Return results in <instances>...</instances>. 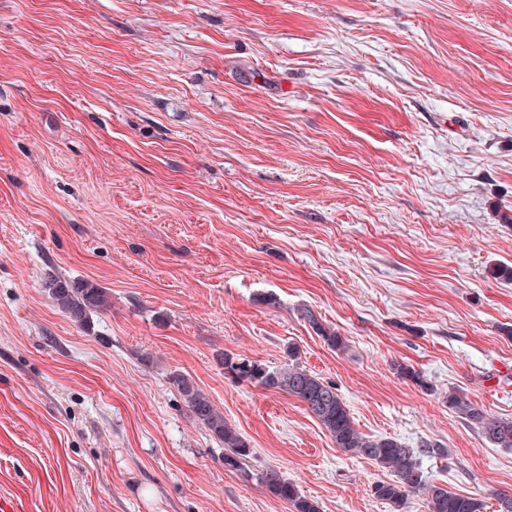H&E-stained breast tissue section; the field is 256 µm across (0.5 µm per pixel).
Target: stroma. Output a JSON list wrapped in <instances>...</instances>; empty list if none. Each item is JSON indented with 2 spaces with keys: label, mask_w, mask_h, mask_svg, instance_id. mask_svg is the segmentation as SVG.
I'll return each mask as SVG.
<instances>
[{
  "label": "stroma",
  "mask_w": 512,
  "mask_h": 512,
  "mask_svg": "<svg viewBox=\"0 0 512 512\" xmlns=\"http://www.w3.org/2000/svg\"><path fill=\"white\" fill-rule=\"evenodd\" d=\"M509 209L512 0H0V512H293L271 467L320 512H391L390 472L224 375L292 345L361 432L441 443L427 481L495 507L512 448L448 393L512 417ZM50 271L110 311L76 327ZM303 318L308 322L312 330L333 350L342 351L347 347L346 340L334 328L325 326L317 316L309 309L303 310ZM167 378L192 416L224 445L225 467H239L240 461L251 452L245 439L224 420V414L189 375L173 371L168 373ZM448 407L487 443L496 448H512V418L495 415L453 392L448 393ZM260 480L271 494L289 503L295 512H320L317 503L305 497L298 486L283 478L277 469H267Z\"/></svg>",
  "instance_id": "35a3bbf8"
}]
</instances>
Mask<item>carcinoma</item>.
I'll list each match as a JSON object with an SVG mask.
<instances>
[{"instance_id": "obj_1", "label": "carcinoma", "mask_w": 512, "mask_h": 512, "mask_svg": "<svg viewBox=\"0 0 512 512\" xmlns=\"http://www.w3.org/2000/svg\"><path fill=\"white\" fill-rule=\"evenodd\" d=\"M45 287L58 311L80 328L86 327L93 315L112 307L108 289L90 280H65L53 273L47 276ZM303 318L328 347L338 351L346 349L344 337L321 323L311 310H303ZM396 370L418 387L429 389L421 372L405 364L397 365ZM224 373L297 398L320 422L337 448L388 470L393 479L375 484L374 495L392 509H400L409 495L421 492L427 497L428 512H484V500L430 484L424 478L421 457L445 455L440 444L425 440L417 448H407L392 437H372L360 432L336 386L304 368L298 362L295 348H288V363L272 370L226 351ZM168 380L192 416L224 445V466H239L251 452L245 439L224 420V414L190 376L173 371L168 373ZM448 408L487 443L496 448H512V418L495 415L453 392L448 393ZM260 480L271 494L289 503L294 512H320L317 503L305 497L298 486L283 478L277 469H267Z\"/></svg>"}]
</instances>
